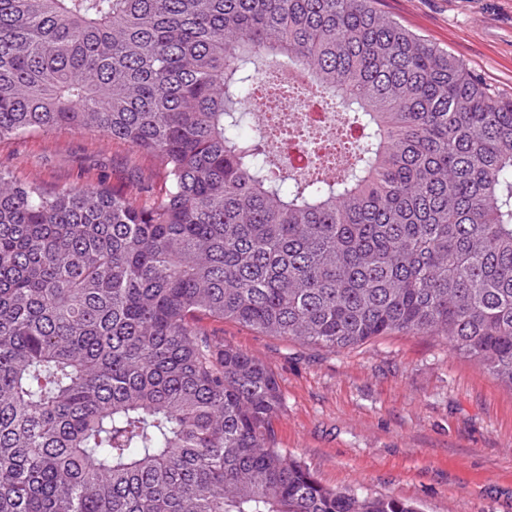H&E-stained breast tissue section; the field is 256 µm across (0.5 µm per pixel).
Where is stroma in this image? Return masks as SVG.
<instances>
[{
  "label": "stroma",
  "instance_id": "stroma-1",
  "mask_svg": "<svg viewBox=\"0 0 512 512\" xmlns=\"http://www.w3.org/2000/svg\"><path fill=\"white\" fill-rule=\"evenodd\" d=\"M378 11L512 96V0H377ZM0 163L46 189L161 186L155 160L67 129L0 141ZM215 340L263 361L283 398L277 442L325 487L422 512H512V389L440 336L395 332L341 350L206 316Z\"/></svg>",
  "mask_w": 512,
  "mask_h": 512
}]
</instances>
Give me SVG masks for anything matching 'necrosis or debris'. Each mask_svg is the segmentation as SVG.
<instances>
[{"label": "necrosis or debris", "instance_id": "necrosis-or-debris-1", "mask_svg": "<svg viewBox=\"0 0 512 512\" xmlns=\"http://www.w3.org/2000/svg\"><path fill=\"white\" fill-rule=\"evenodd\" d=\"M254 125L277 143L287 168L303 174H340L349 163L350 135L333 105L316 99L310 87L269 70L253 100Z\"/></svg>", "mask_w": 512, "mask_h": 512}]
</instances>
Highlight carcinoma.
Returning <instances> with one entry per match:
<instances>
[{
	"label": "carcinoma",
	"mask_w": 512,
	"mask_h": 512,
	"mask_svg": "<svg viewBox=\"0 0 512 512\" xmlns=\"http://www.w3.org/2000/svg\"><path fill=\"white\" fill-rule=\"evenodd\" d=\"M268 63L359 133L343 174L241 133ZM56 128L164 185L0 166V512H420L289 458L273 371L195 319L434 334L512 387V97L373 0H0V140Z\"/></svg>",
	"instance_id": "obj_1"
}]
</instances>
